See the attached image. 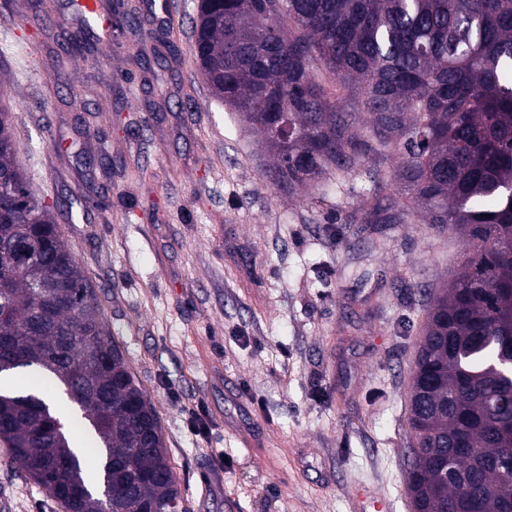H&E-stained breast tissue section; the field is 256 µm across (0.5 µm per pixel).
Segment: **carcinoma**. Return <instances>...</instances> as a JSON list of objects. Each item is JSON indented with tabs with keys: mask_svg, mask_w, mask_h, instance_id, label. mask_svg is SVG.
Here are the masks:
<instances>
[{
	"mask_svg": "<svg viewBox=\"0 0 512 512\" xmlns=\"http://www.w3.org/2000/svg\"><path fill=\"white\" fill-rule=\"evenodd\" d=\"M198 69L294 189L395 154L368 224H454L469 254L427 307L409 392L420 512H512V0H199ZM87 31L50 55L67 77ZM0 110V374L59 382L97 437L88 474L44 398L0 392V442L65 512H186L159 416L14 156Z\"/></svg>",
	"mask_w": 512,
	"mask_h": 512,
	"instance_id": "carcinoma-1",
	"label": "carcinoma"
}]
</instances>
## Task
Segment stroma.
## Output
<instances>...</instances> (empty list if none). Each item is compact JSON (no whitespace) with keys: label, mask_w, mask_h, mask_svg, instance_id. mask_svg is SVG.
<instances>
[{"label":"stroma","mask_w":512,"mask_h":512,"mask_svg":"<svg viewBox=\"0 0 512 512\" xmlns=\"http://www.w3.org/2000/svg\"><path fill=\"white\" fill-rule=\"evenodd\" d=\"M66 2L49 0L42 31L25 22L37 0H0V107L158 411L188 512H354L368 493L413 512L410 371L466 238L357 223L373 178L400 193L394 156L309 190L274 186L261 135L199 74L187 21L151 71L116 32L58 82L44 60L79 21ZM0 512L62 509L0 452Z\"/></svg>","instance_id":"obj_1"}]
</instances>
